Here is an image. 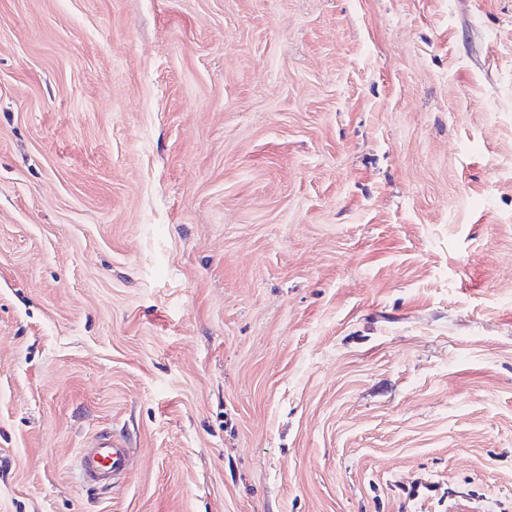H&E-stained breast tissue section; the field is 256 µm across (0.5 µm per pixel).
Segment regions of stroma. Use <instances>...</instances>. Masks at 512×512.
<instances>
[{
	"label": "stroma",
	"instance_id": "obj_1",
	"mask_svg": "<svg viewBox=\"0 0 512 512\" xmlns=\"http://www.w3.org/2000/svg\"><path fill=\"white\" fill-rule=\"evenodd\" d=\"M0 512H512V0H0ZM130 465L128 443L122 436L103 433L83 450L80 468L84 481L90 486H101L118 479Z\"/></svg>",
	"mask_w": 512,
	"mask_h": 512
}]
</instances>
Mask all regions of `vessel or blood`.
I'll list each match as a JSON object with an SVG mask.
<instances>
[{
	"label": "vessel or blood",
	"mask_w": 512,
	"mask_h": 512,
	"mask_svg": "<svg viewBox=\"0 0 512 512\" xmlns=\"http://www.w3.org/2000/svg\"><path fill=\"white\" fill-rule=\"evenodd\" d=\"M129 465L130 453L126 439L109 432L97 436L84 449L80 459L83 479L93 487L118 479Z\"/></svg>",
	"instance_id": "1"
}]
</instances>
